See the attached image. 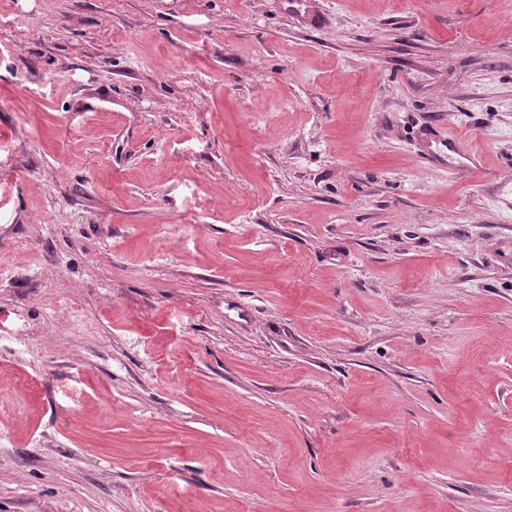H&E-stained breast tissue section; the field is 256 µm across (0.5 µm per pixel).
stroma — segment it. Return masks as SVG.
<instances>
[{
    "label": "stroma",
    "mask_w": 512,
    "mask_h": 512,
    "mask_svg": "<svg viewBox=\"0 0 512 512\" xmlns=\"http://www.w3.org/2000/svg\"><path fill=\"white\" fill-rule=\"evenodd\" d=\"M310 5L0 0V512H512V0Z\"/></svg>",
    "instance_id": "1"
}]
</instances>
